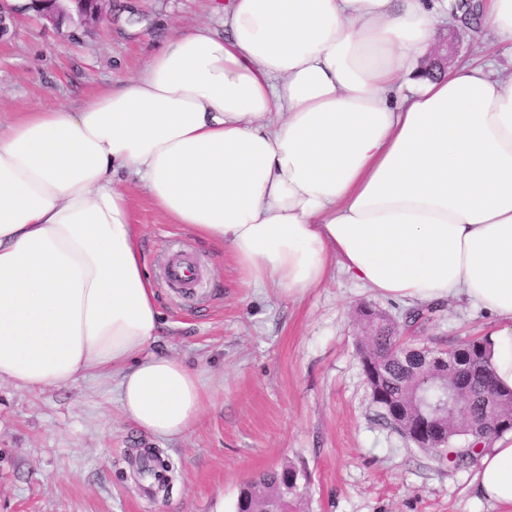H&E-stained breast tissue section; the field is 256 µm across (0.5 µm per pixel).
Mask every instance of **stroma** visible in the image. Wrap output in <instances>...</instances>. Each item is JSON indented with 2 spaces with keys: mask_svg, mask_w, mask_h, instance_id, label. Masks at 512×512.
Segmentation results:
<instances>
[{
  "mask_svg": "<svg viewBox=\"0 0 512 512\" xmlns=\"http://www.w3.org/2000/svg\"><path fill=\"white\" fill-rule=\"evenodd\" d=\"M28 0H7L0 37V116L78 108L138 73L154 47L188 27L217 25L214 0H105L100 22L37 20ZM161 312L156 350L205 369L211 401L198 429L144 436L117 395L77 382L28 392L0 380V512H236L247 480L293 464L308 476L305 512H501L478 499L475 463L440 466L390 425L363 374L357 311L368 305L408 339L438 350L484 337L491 317L436 302L408 325L411 305L386 299L338 270L294 300L248 287L229 256L172 224L146 191L127 184ZM203 271L197 295L163 280L175 246ZM131 448L161 449L169 494L136 484Z\"/></svg>",
  "mask_w": 512,
  "mask_h": 512,
  "instance_id": "stroma-1",
  "label": "stroma"
}]
</instances>
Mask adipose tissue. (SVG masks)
<instances>
[{
  "instance_id": "ef3b65f1",
  "label": "adipose tissue",
  "mask_w": 512,
  "mask_h": 512,
  "mask_svg": "<svg viewBox=\"0 0 512 512\" xmlns=\"http://www.w3.org/2000/svg\"><path fill=\"white\" fill-rule=\"evenodd\" d=\"M459 0H225L223 33L168 38L79 108L0 119V379L116 391L144 434L197 427L204 370L154 352L157 295L119 177L226 247L244 282L301 299L339 269L377 296L496 319L512 390V78L426 76ZM478 497L512 512V434Z\"/></svg>"
}]
</instances>
